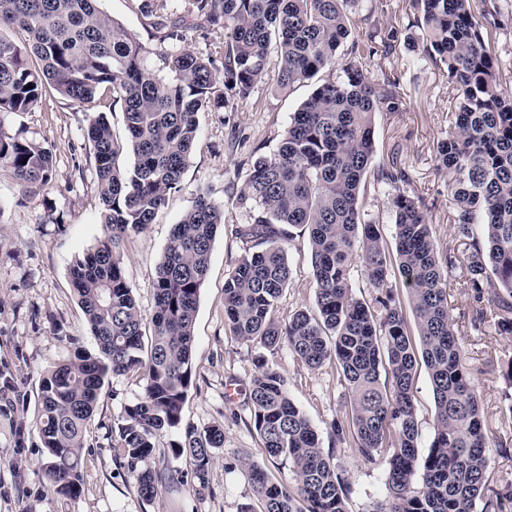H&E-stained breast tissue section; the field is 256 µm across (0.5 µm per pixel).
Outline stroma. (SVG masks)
Masks as SVG:
<instances>
[{
	"instance_id": "1",
	"label": "stroma",
	"mask_w": 512,
	"mask_h": 512,
	"mask_svg": "<svg viewBox=\"0 0 512 512\" xmlns=\"http://www.w3.org/2000/svg\"><path fill=\"white\" fill-rule=\"evenodd\" d=\"M142 0H103L106 12L150 48V63L161 68L160 52L170 41L161 37L153 19L140 9ZM410 54L389 75L398 80L403 106L398 112L374 116L375 164L399 155L410 178L407 191L431 224L440 252L457 248L453 235L454 202L448 177L437 168L436 145L455 121L448 79L428 62L409 65ZM312 84L288 92L271 82L256 86L251 97L230 112L198 115L200 136L183 176L180 191L170 196L153 224L125 239L121 255L128 286L144 318L153 314L150 283L163 254L170 228L204 192L224 206V222L213 242L211 261L201 290L194 325L195 378L188 391L183 420L198 426L224 425V446L217 449L202 493L165 488L150 502L140 498L135 483L114 460L105 438L107 426L117 424L125 402L143 393V384L119 375L110 378L88 426L81 458L82 488L78 496L50 493L40 465L45 450L35 430L37 393L41 377L67 356L62 334L79 337L86 348L95 341L84 320L70 281V267L104 235L101 204L93 160L86 137L84 108L49 92L32 112H0V131L46 143L53 149L52 182L34 196L24 195L10 171L0 168V361L9 363L14 387L23 404L0 394V512H240L256 504L240 466L244 456L263 460L261 440L250 422L243 399L225 397L226 385L247 391L257 354L250 344L234 338L224 321V281L244 253L237 235L251 223L249 205L238 202L256 157L273 154L291 115L310 95ZM291 277L278 301L276 316L287 320L302 307H313L307 232L294 230L287 243ZM448 303L463 347V364L473 374L480 393L484 421L494 447L490 454V494L512 502V416L505 396L512 386L500 367L512 360V339L498 335L492 322L474 325V301L464 271L448 274ZM269 364L288 381L291 398L310 418L321 439L328 424L342 416L346 389L334 363L316 370L293 359L287 348L268 352ZM419 421L420 454H427L434 430V398L426 369H418L414 386ZM25 422L30 432L25 447L15 445V427ZM336 468L351 485L348 512H371L386 498V453L376 462L359 457L353 443L333 450Z\"/></svg>"
}]
</instances>
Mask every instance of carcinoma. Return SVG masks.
Listing matches in <instances>:
<instances>
[{
    "mask_svg": "<svg viewBox=\"0 0 512 512\" xmlns=\"http://www.w3.org/2000/svg\"><path fill=\"white\" fill-rule=\"evenodd\" d=\"M101 0H0V28L20 31L22 44L0 37V112L24 113L46 86L86 106L106 95L123 107L128 139L121 143L103 113L89 117L87 138L105 233L75 260L72 285L96 341L90 351L67 336V358L43 375L36 425L46 449L41 470L49 489L81 491L84 438L106 382L135 374L144 394L122 406L107 432L120 468L152 501L159 489L182 484L200 492L214 450L224 447V424L204 427L182 419L192 382L194 323L224 206L198 194L172 226L151 282L155 310L145 321L120 259L124 237L153 223L180 188L199 136L198 113L231 112L254 87L273 78L292 90L322 70L333 80L315 84L290 117L277 150L253 163L239 192L253 221L238 231L245 254L224 281V319L233 336L259 348L288 347L311 370L336 364L348 394L330 437L351 441L367 462L383 448L388 496L373 512H506L485 493L490 437L471 372L462 365L448 304V271L464 269L475 302L497 309L495 330L512 338V93L501 89L499 61L489 38L500 28L496 0H413L418 15L406 27H378L371 14L355 17L353 0H184L186 16L207 35L224 30L221 68L188 48L159 54L167 75L150 66L152 51L100 6ZM164 38L167 0H144ZM418 32H412V29ZM404 44L416 59L446 70L456 120L436 147L455 201L453 233L464 250H437L431 225L404 185L405 167L393 159L373 165L374 115L398 112L396 81L376 84L367 62ZM276 52L278 69L269 75ZM133 155L132 166L119 158ZM0 168L24 192L52 181L53 150L20 134L0 131ZM387 196L396 227L390 252L375 221L364 217L367 192ZM483 225V237L473 232ZM308 230L315 310H297L286 323L275 316L290 278L286 244L291 229ZM362 267L374 296L352 293ZM407 291L408 307L393 282ZM414 327H409L406 311ZM427 369L435 402L434 435L419 455L414 380ZM247 395L250 422L265 460L241 466L262 512H347L350 485L308 416L295 404L283 374L263 354ZM174 435L172 451L190 472L154 466L157 436ZM288 463L295 484L269 474L265 461ZM421 489L411 490L414 479Z\"/></svg>",
    "mask_w": 512,
    "mask_h": 512,
    "instance_id": "carcinoma-1",
    "label": "carcinoma"
}]
</instances>
